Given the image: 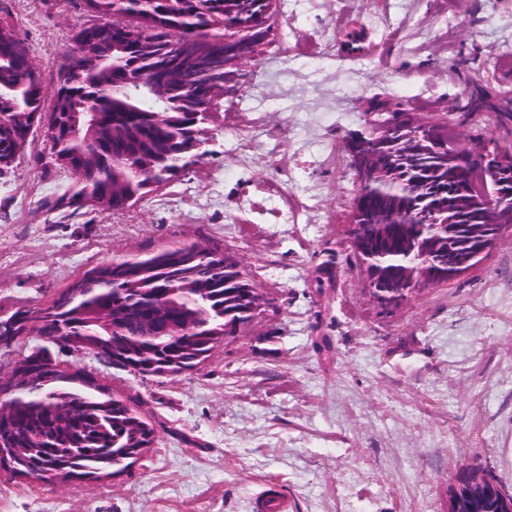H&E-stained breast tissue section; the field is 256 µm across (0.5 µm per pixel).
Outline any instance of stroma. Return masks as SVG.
Returning a JSON list of instances; mask_svg holds the SVG:
<instances>
[{"label": "stroma", "mask_w": 512, "mask_h": 512, "mask_svg": "<svg viewBox=\"0 0 512 512\" xmlns=\"http://www.w3.org/2000/svg\"><path fill=\"white\" fill-rule=\"evenodd\" d=\"M272 12L217 101L221 122L136 203L73 219L42 209L76 177L34 164L50 147L38 127L0 176L2 316L50 304L105 261L192 242L234 254L264 300L176 375L60 353L134 399L153 441L104 479L0 472L5 512H255L271 488L288 512H446L464 466L512 492V233L461 277L381 312L353 256L345 151L394 112L447 119L474 155L512 150L511 118L465 109L480 93L512 99V0H273ZM91 18L82 0H0L44 76V111Z\"/></svg>", "instance_id": "obj_1"}]
</instances>
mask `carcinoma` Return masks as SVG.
Wrapping results in <instances>:
<instances>
[{
	"label": "carcinoma",
	"mask_w": 512,
	"mask_h": 512,
	"mask_svg": "<svg viewBox=\"0 0 512 512\" xmlns=\"http://www.w3.org/2000/svg\"><path fill=\"white\" fill-rule=\"evenodd\" d=\"M105 19L97 35L96 59L69 48L67 79L56 85L52 125L47 131L51 152L35 156V164L67 167L87 158L86 179L62 195L47 199L48 211L79 213L76 200L88 189L108 193L107 210H120L146 189L171 180L181 169L204 119L212 112L208 89L224 85L230 69L253 53L269 33L267 0H84ZM149 15L156 25L147 35L146 49L129 42L112 26V16ZM186 76L179 87H163L151 77L174 59ZM30 56H17L0 43V160L16 155L25 130L41 116L44 92L29 79ZM403 114L390 120L391 133L382 155L386 181L365 187L362 220L373 239L369 256L383 274L373 292L382 308L399 305L403 293L393 272L448 271L466 242L459 224H478L475 215L455 209V173L482 163L467 152L453 157L438 152L432 141L411 129ZM183 247L137 256L143 275L127 287L128 269L113 272V262L101 264V277L83 276L72 292L42 317L37 333L59 336L65 342H113L131 333L132 316L145 320L157 302L202 327V332L148 337L137 341L125 359L142 374L160 364L185 363L204 351L201 333L219 335L243 307L250 284L237 279L210 259L169 272ZM12 423L36 449L26 464L30 478L48 479L61 471L78 476L99 468H118L123 457L136 451L133 426L153 434L151 424L128 399L103 387L92 389L53 378L36 390L15 394Z\"/></svg>",
	"instance_id": "obj_1"
}]
</instances>
